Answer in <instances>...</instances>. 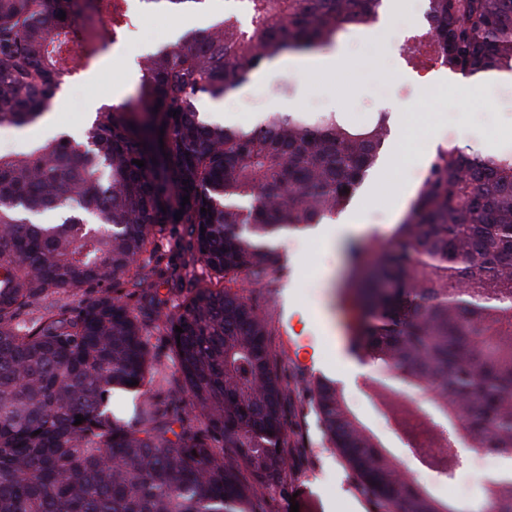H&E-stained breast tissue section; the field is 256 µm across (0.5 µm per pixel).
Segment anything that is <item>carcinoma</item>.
Here are the masks:
<instances>
[{
  "label": "carcinoma",
  "instance_id": "carcinoma-1",
  "mask_svg": "<svg viewBox=\"0 0 512 512\" xmlns=\"http://www.w3.org/2000/svg\"><path fill=\"white\" fill-rule=\"evenodd\" d=\"M122 2L93 0L81 25L78 0H0V124L50 108L66 40L85 66L122 40ZM236 2L147 56L137 94L97 112L82 139L0 155V512H256L264 479L287 470L273 327L241 282L284 272L275 241L347 205L388 116L269 112L240 128L199 105L282 53L374 22L385 0ZM428 11L439 24L411 48L416 65L512 74V0ZM155 277L184 293L177 313L151 294ZM343 309L354 354L466 419L472 447L512 459V154L440 151ZM307 390L374 512H452L402 477L335 384ZM117 393L129 407L110 405Z\"/></svg>",
  "mask_w": 512,
  "mask_h": 512
}]
</instances>
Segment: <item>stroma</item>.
<instances>
[{
  "label": "stroma",
  "instance_id": "obj_1",
  "mask_svg": "<svg viewBox=\"0 0 512 512\" xmlns=\"http://www.w3.org/2000/svg\"><path fill=\"white\" fill-rule=\"evenodd\" d=\"M413 0H386L377 20L357 35L343 34L327 46L339 54L336 70H303L285 54L254 73L223 100L218 111L226 124L247 127L272 110L303 111L315 102L319 111L341 112L356 123L368 120L382 104H390V134L377 165L346 206L361 214L354 236L359 260L371 265L376 252L391 240L406 216L437 154L458 147L474 153H512V77L476 90L459 74L422 70L407 61V39L424 23L414 15ZM187 13L146 9L133 16L125 38L89 66L65 77L54 106L35 125L18 129L21 143L60 135L81 138L95 118L94 107L133 97L138 62L150 48L169 44L192 30ZM278 247L287 277L261 283L244 282L243 292L266 313L286 305L291 332L274 337L276 368L290 394L288 430L296 443L289 472L270 479L258 512H371L345 461L329 448L308 393L298 383L305 368L293 357L292 344L304 338L319 369L335 381L348 406L367 427L390 430L392 421L371 389L384 382L374 364L353 356L346 338V318L338 307V289L350 264L348 247L331 251L321 226L284 235Z\"/></svg>",
  "mask_w": 512,
  "mask_h": 512
}]
</instances>
